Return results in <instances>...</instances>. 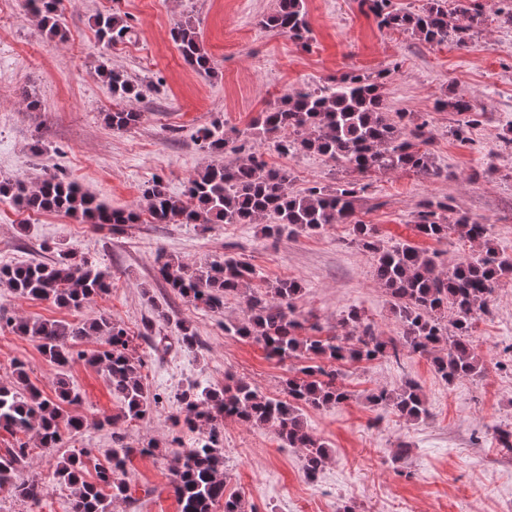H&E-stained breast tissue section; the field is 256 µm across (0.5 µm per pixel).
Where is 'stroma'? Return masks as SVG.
<instances>
[{
  "mask_svg": "<svg viewBox=\"0 0 512 512\" xmlns=\"http://www.w3.org/2000/svg\"><path fill=\"white\" fill-rule=\"evenodd\" d=\"M481 2L489 21L460 49L379 27L358 0H305V48L261 26L276 0H60L68 27L63 42L41 32L23 0H0V179L23 176L34 186L44 174L57 173L110 207L142 211L143 189L152 178H162L170 194L179 196L188 178L211 163L196 137L212 121L242 130L284 93L325 85L345 72L380 73L391 109L428 120L429 149L450 175H372L357 218L376 227L383 245L407 241L448 264L476 253L477 245L453 234L428 240L413 229L422 200L448 197L459 213L488 224L498 249L512 255V148L503 142L512 132V26L496 19L512 8V0ZM112 11L126 15L133 33L110 47L99 41L93 19ZM187 19L200 32L213 74L194 71L171 38L174 24ZM104 62L131 74L139 96L113 98L96 72ZM454 89L467 91L473 107L487 114L466 142L448 134L455 113L434 109L435 100ZM30 96L41 100V108L28 107ZM119 107L140 112V123L126 131L109 127L105 115ZM253 148L268 165L290 170L297 191L345 175L315 154L286 156L267 142ZM351 237L348 224L277 240L258 224L204 230L149 221L115 233L106 225L0 203V264L49 263L58 249L71 247L112 273L109 294L78 311L0 288V382L11 380L21 361L30 382L50 397L57 377L66 375L81 396L76 411L84 419L81 433L65 437L58 448H41L28 436L31 459L24 474L45 484L44 497L34 508L0 491V512H69L71 490L53 478L58 459L87 448L93 462L106 463L112 432L98 421L121 410L103 371L81 360L58 368L35 342L6 326V318L79 322L105 314L129 331L131 353L143 360V382L157 402L145 418L121 426L131 447L149 452L133 456L123 476L128 495L113 499L111 512H179L171 484L176 452L190 447L195 435L176 423L175 394L191 384L223 387L231 372L281 399L282 382L299 362L270 358L252 340L225 333L226 324L245 317L244 299L229 298L219 313L189 302L158 278L157 255L198 264L239 255L256 269V287L298 281L296 311L317 323L322 335L344 334L341 319L354 307L379 335H399L390 299L373 277L372 258L352 246ZM159 308L169 318L156 322L155 333L168 347L157 351L141 331ZM184 323L199 337L195 351L179 341ZM474 345L486 364L484 376L450 384L419 355L403 356L397 364L379 358L344 365L351 399L303 410L310 431L330 450L313 480L306 476L302 449L282 447L270 429L224 421L229 490L244 497L246 512H341L346 505L354 512H512V454L496 439L497 428L512 426V279L496 285L489 314L476 323ZM409 378L421 387L426 419L409 421L369 403L371 393ZM402 444L407 454L399 453Z\"/></svg>",
  "mask_w": 512,
  "mask_h": 512,
  "instance_id": "stroma-1",
  "label": "stroma"
}]
</instances>
